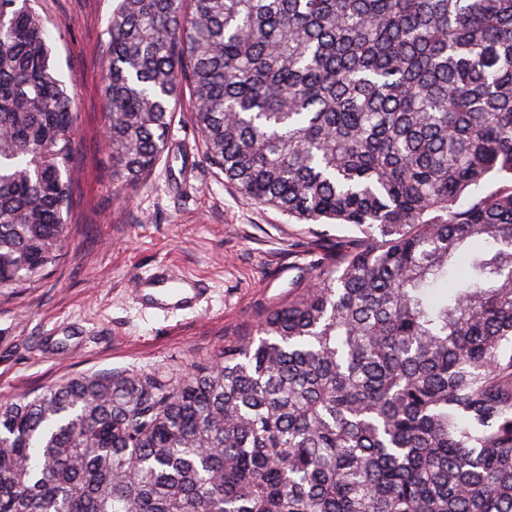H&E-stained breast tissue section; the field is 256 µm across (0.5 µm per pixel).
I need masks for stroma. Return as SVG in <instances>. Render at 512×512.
<instances>
[{
    "label": "stroma",
    "instance_id": "1",
    "mask_svg": "<svg viewBox=\"0 0 512 512\" xmlns=\"http://www.w3.org/2000/svg\"><path fill=\"white\" fill-rule=\"evenodd\" d=\"M116 0H36L53 62L78 108L74 203L61 259L35 281L0 293V401L66 379L110 371L175 380L310 280L313 264L349 236L337 224H305L255 203L205 158L193 103L176 105L169 146L134 189L112 183L104 147V61ZM188 148L196 171L180 176ZM160 262L205 278L197 310L144 312L129 286Z\"/></svg>",
    "mask_w": 512,
    "mask_h": 512
}]
</instances>
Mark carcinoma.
I'll return each mask as SVG.
<instances>
[{
	"label": "carcinoma",
	"mask_w": 512,
	"mask_h": 512,
	"mask_svg": "<svg viewBox=\"0 0 512 512\" xmlns=\"http://www.w3.org/2000/svg\"><path fill=\"white\" fill-rule=\"evenodd\" d=\"M0 0V290L61 256L76 103ZM354 236L179 380L0 402V512H512V0H117L112 179L168 148Z\"/></svg>",
	"instance_id": "cac0c4a2"
}]
</instances>
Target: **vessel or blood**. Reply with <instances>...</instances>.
Instances as JSON below:
<instances>
[{
  "label": "vessel or blood",
  "instance_id": "vessel-or-blood-1",
  "mask_svg": "<svg viewBox=\"0 0 512 512\" xmlns=\"http://www.w3.org/2000/svg\"><path fill=\"white\" fill-rule=\"evenodd\" d=\"M131 287L147 307L164 312L196 304L206 293L203 281L177 272L166 263L137 275Z\"/></svg>",
  "mask_w": 512,
  "mask_h": 512
}]
</instances>
